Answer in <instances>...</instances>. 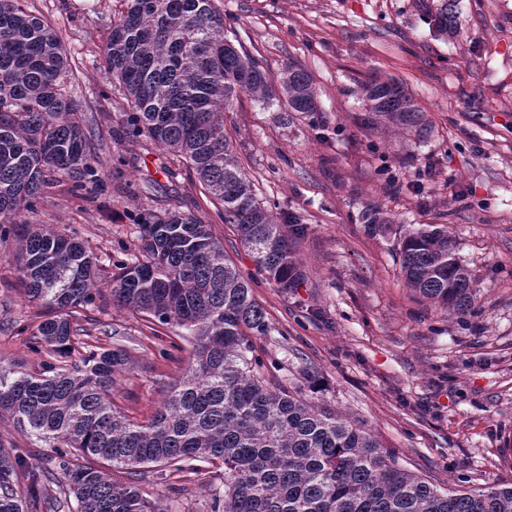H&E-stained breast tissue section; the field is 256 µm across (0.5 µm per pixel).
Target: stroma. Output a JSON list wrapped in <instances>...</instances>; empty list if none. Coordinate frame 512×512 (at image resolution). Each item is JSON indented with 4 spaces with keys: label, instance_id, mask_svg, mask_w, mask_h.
Instances as JSON below:
<instances>
[{
    "label": "stroma",
    "instance_id": "35a3bbf8",
    "mask_svg": "<svg viewBox=\"0 0 512 512\" xmlns=\"http://www.w3.org/2000/svg\"><path fill=\"white\" fill-rule=\"evenodd\" d=\"M61 31L75 61L69 84L106 147V192L47 195L31 224L69 231L103 262L104 287L78 323L90 344L123 346L129 369L112 403L146 422L193 357V339L112 301L115 261L139 255L142 210H177L210 224L224 253L254 281L272 327L253 339L266 373L302 390L316 370L320 399L440 487L512 483V0H457V29L433 36L421 0H216L228 35L271 74L305 68L318 93L314 120L239 94L224 131L259 202L288 224L303 279L285 290L257 273L221 205L185 160L125 133L129 110L101 45L123 0H28ZM413 95L425 135L366 124L357 92L369 77ZM391 223L373 233L364 205ZM411 224H445L480 297L457 314L422 299L402 274L399 238ZM44 317L0 256V370L34 373L46 356L27 330ZM224 468L144 469V497L169 512H213Z\"/></svg>",
    "mask_w": 512,
    "mask_h": 512
}]
</instances>
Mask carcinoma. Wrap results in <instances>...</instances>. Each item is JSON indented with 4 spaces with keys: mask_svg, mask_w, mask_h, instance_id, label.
Returning <instances> with one entry per match:
<instances>
[{
    "mask_svg": "<svg viewBox=\"0 0 512 512\" xmlns=\"http://www.w3.org/2000/svg\"><path fill=\"white\" fill-rule=\"evenodd\" d=\"M110 21L103 53L131 108L127 134L146 136L184 158L223 207L256 267L283 289L302 277L288 236L241 170L224 112L239 93L288 112L319 111L310 74L290 65L275 79L226 38L214 0H125ZM455 0L426 6L433 32L448 36ZM67 46L27 0H0V247L13 236L26 299L45 311L31 347L51 357L35 374H0V414L49 452L0 447V512L53 486L48 512H166L144 497V468L181 471L224 466L219 512H512V484L436 486L400 465L359 423L255 371L249 337L272 332L250 282L224 256V244L195 215L139 217L142 258L119 261L112 300L194 337L192 364L146 424L112 408V386L128 364L124 348L88 349L75 310L94 304L99 260L65 230L28 224L61 180L71 192L103 190L99 145L71 97ZM358 92L372 125L421 127L414 99L397 83L373 79ZM363 223H390L367 204ZM401 270L422 298L464 314L477 288L446 224H411L399 240ZM37 462H31V459ZM26 494H21L18 481Z\"/></svg>",
    "mask_w": 512,
    "mask_h": 512,
    "instance_id": "1",
    "label": "carcinoma"
}]
</instances>
